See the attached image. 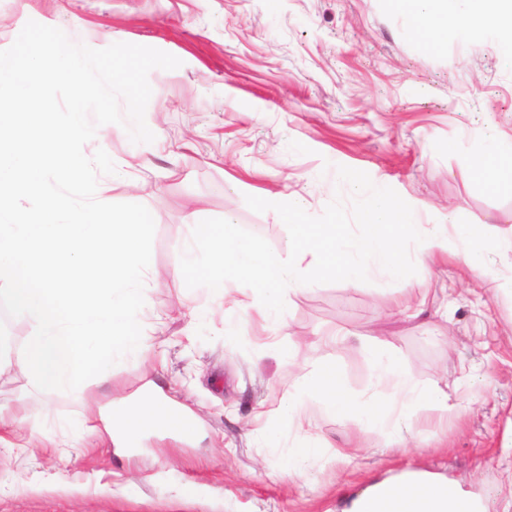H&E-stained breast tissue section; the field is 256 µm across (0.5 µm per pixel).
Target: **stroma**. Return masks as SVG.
<instances>
[{
  "label": "stroma",
  "instance_id": "obj_1",
  "mask_svg": "<svg viewBox=\"0 0 512 512\" xmlns=\"http://www.w3.org/2000/svg\"><path fill=\"white\" fill-rule=\"evenodd\" d=\"M30 20L95 49L149 46L182 65L149 74L153 142L132 143L116 124L84 147L105 150L121 175L99 176L98 199L153 216L140 324L163 343L80 393L42 391L21 375L0 380V412L27 416L0 427V512H334L338 485L359 491L375 472L410 469L446 474L481 512H512V295L453 259L408 268L398 282L347 286L329 274L287 297L285 329L262 346L248 318L239 338L225 336L223 301L176 273L194 221L216 229L232 217L234 233L285 255L292 228L275 203L283 193L300 200L307 223H359L367 200L344 186V171L421 208L423 223H447L461 209L479 231L512 233V189L460 172L485 136L512 139V68L494 44L451 33L428 50L383 0H0V50ZM397 292L410 306L387 312ZM424 297L447 315L417 314ZM177 305L181 316L157 324L156 312ZM339 332L390 339L403 370L422 385L441 380L456 410L440 441L395 448L355 415L309 403L316 442L360 437L357 463L318 460L297 480L279 477L284 462L252 417L300 377L288 349ZM316 357L335 364L352 398L376 390L364 351ZM149 381L195 432L147 427L121 450L88 432L105 394L132 398Z\"/></svg>",
  "mask_w": 512,
  "mask_h": 512
}]
</instances>
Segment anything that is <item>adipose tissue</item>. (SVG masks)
<instances>
[{"label": "adipose tissue", "mask_w": 512, "mask_h": 512, "mask_svg": "<svg viewBox=\"0 0 512 512\" xmlns=\"http://www.w3.org/2000/svg\"><path fill=\"white\" fill-rule=\"evenodd\" d=\"M389 9L412 18L411 36L429 49L438 48L448 32L464 36L480 35L493 41L502 62L512 67V0H385ZM469 178L484 184L512 177V143L500 137L486 136L470 152L461 167ZM342 179L357 195H367V211L361 233L348 226L308 224L303 220L301 203L294 198L283 202L279 215L283 223L294 227L288 242V254L274 266H266L260 250L244 238L226 241L223 231H216V250L205 249L199 239L190 240L183 251L180 270L204 269L206 285L217 296L227 294L229 276L251 279L256 288L245 314L258 321L261 329L277 334L283 325V304L290 294L312 286L322 274L335 273L344 284L355 285L376 277L401 279L405 266L415 263L429 267L448 257L460 261L478 278L500 281L502 270L512 271V237L488 235L485 246H476L469 231L470 219L461 211L448 214L447 224L421 223L417 209L396 202L385 191L367 192L354 175ZM306 246L311 256L301 264L295 254ZM366 353L372 363L375 384L389 385L392 400L351 404L332 370L305 375L303 380L280 398L275 413L294 423L300 438H307L312 427L305 416L309 402L322 401L331 409H355L359 422L390 433L396 444L413 437L418 445L429 438L414 429L412 417L418 406L438 415H447L452 406L439 383L422 386L399 367L388 343L373 337ZM271 447L283 450L288 479L304 474L311 461L328 457L341 466L352 464L355 454L331 444L307 448H284L276 435L266 437ZM337 512H476L470 496L451 487L446 480L422 472H409L396 479L374 481L363 490L342 494Z\"/></svg>", "instance_id": "ef3b65f1"}]
</instances>
